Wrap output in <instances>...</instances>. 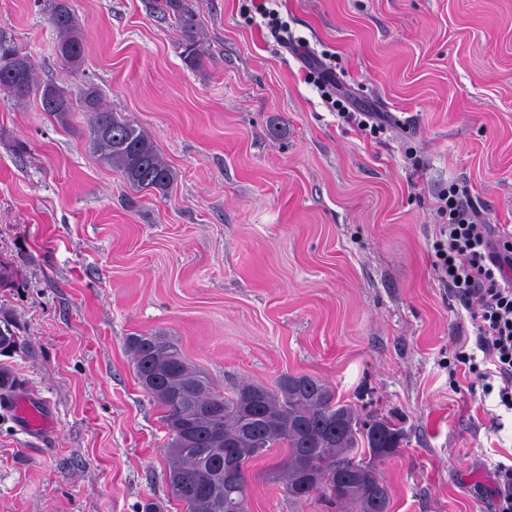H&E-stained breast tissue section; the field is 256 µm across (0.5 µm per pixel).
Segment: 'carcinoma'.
Masks as SVG:
<instances>
[{
	"label": "carcinoma",
	"instance_id": "obj_1",
	"mask_svg": "<svg viewBox=\"0 0 512 512\" xmlns=\"http://www.w3.org/2000/svg\"><path fill=\"white\" fill-rule=\"evenodd\" d=\"M157 9L173 16L182 31L180 55L186 66L202 64L196 14L186 0H154ZM49 20L57 31L60 61L73 68L82 63L84 42L70 0H46ZM15 70L20 83L3 79ZM0 92L18 101L39 100L44 112L64 123L76 109L88 117L87 142L98 160L120 172L134 190L149 189L162 196L177 180L150 136L106 106L99 90L84 87L77 94L33 78L28 55L0 35ZM125 346L135 376L160 407L164 425L183 419L191 425L192 448L163 449L167 483L184 512H233L238 500L248 512L250 464L275 448L285 449L275 474L294 499L314 493L349 504L354 512H389L390 497L373 461L397 454L404 437L400 429L382 423L365 429L357 408L337 397L328 383L304 374H282L274 387L243 381L228 394L189 365L178 345L166 336L133 334ZM218 407V414L208 408ZM235 456L241 479L219 480L224 452Z\"/></svg>",
	"mask_w": 512,
	"mask_h": 512
}]
</instances>
